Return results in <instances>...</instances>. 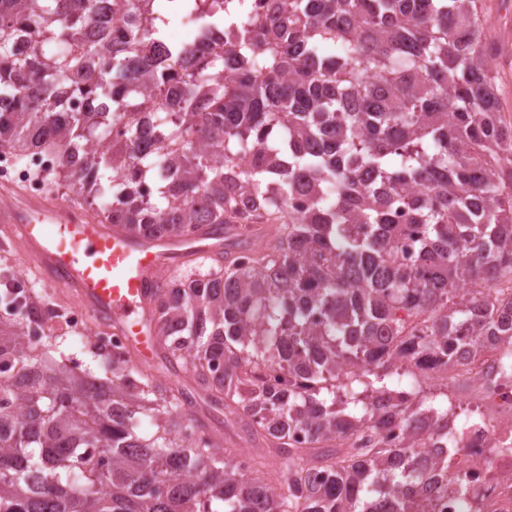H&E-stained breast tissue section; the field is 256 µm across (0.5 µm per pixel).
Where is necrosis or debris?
Here are the masks:
<instances>
[{
	"label": "necrosis or debris",
	"instance_id": "1",
	"mask_svg": "<svg viewBox=\"0 0 512 512\" xmlns=\"http://www.w3.org/2000/svg\"><path fill=\"white\" fill-rule=\"evenodd\" d=\"M402 366L422 381L468 386L466 396L448 398L447 449L425 438L417 450L427 466L447 452L449 471L468 478L470 487L460 496L424 487V512H512V340L482 337L444 365L410 352Z\"/></svg>",
	"mask_w": 512,
	"mask_h": 512
}]
</instances>
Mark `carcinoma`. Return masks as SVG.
<instances>
[{
    "label": "carcinoma",
    "instance_id": "cac0c4a2",
    "mask_svg": "<svg viewBox=\"0 0 512 512\" xmlns=\"http://www.w3.org/2000/svg\"><path fill=\"white\" fill-rule=\"evenodd\" d=\"M105 2L0 0V150L53 156L111 224L153 238L204 229L224 247L153 298L156 336L191 391L150 365L131 378L127 351L105 356L110 383L28 353L43 314L23 289L0 291V512H358L363 499V512H412L419 485L448 490V458L423 470L372 422L389 411L412 441L448 439V399L407 393L384 332L420 317V346L446 358L455 328L477 340L496 324L456 285L512 278V127L478 0H278L271 27L238 16L226 60L148 28L174 0H127L121 37ZM224 2L183 0L215 29ZM20 27L28 62L14 54ZM147 85L162 100L120 95ZM95 138L109 147L88 148ZM402 212L422 234L413 264ZM236 224L263 225L270 243ZM343 365L365 367L360 388L336 384ZM269 367L283 386L264 384ZM199 397L263 445L247 466L190 417ZM354 428L361 447L336 444Z\"/></svg>",
    "mask_w": 512,
    "mask_h": 512
}]
</instances>
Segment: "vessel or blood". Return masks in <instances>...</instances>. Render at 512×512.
I'll return each mask as SVG.
<instances>
[{"mask_svg": "<svg viewBox=\"0 0 512 512\" xmlns=\"http://www.w3.org/2000/svg\"><path fill=\"white\" fill-rule=\"evenodd\" d=\"M0 240L18 243L35 275L73 292L142 364L158 352L149 299L183 260L218 244L206 232L160 239L133 235L71 202L0 185Z\"/></svg>", "mask_w": 512, "mask_h": 512, "instance_id": "b4317fda", "label": "vessel or blood"}]
</instances>
